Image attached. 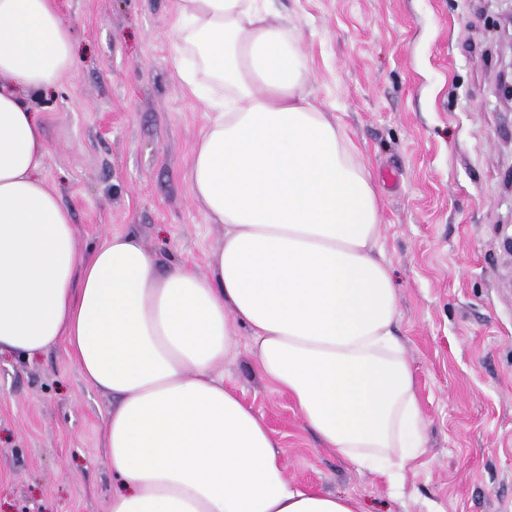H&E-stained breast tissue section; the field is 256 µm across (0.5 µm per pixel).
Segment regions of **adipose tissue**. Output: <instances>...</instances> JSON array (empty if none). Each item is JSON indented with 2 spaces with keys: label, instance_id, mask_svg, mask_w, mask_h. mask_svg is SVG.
Returning <instances> with one entry per match:
<instances>
[{
  "label": "adipose tissue",
  "instance_id": "adipose-tissue-1",
  "mask_svg": "<svg viewBox=\"0 0 512 512\" xmlns=\"http://www.w3.org/2000/svg\"><path fill=\"white\" fill-rule=\"evenodd\" d=\"M175 76L209 114L188 179L224 245L208 276L160 272L140 239L79 257L45 185L36 112L73 59L55 0H0V354L65 343L112 397L109 512H362L284 473L262 415L216 368L246 327L264 381L338 456L396 479L420 447L414 373L378 253L380 201L272 0H176Z\"/></svg>",
  "mask_w": 512,
  "mask_h": 512
}]
</instances>
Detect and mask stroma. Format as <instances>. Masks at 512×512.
Returning <instances> with one entry per match:
<instances>
[{
  "mask_svg": "<svg viewBox=\"0 0 512 512\" xmlns=\"http://www.w3.org/2000/svg\"><path fill=\"white\" fill-rule=\"evenodd\" d=\"M72 67L23 93L47 148L42 177L68 207L79 256L139 236L160 270L208 275L224 243L187 173L207 120L178 84L175 0H56ZM380 193V246L397 286L398 337L415 376L423 448L386 477L335 455L287 394L257 373L248 334L220 371L263 416L292 482L355 497L364 512H512V57L502 0H276ZM112 400L65 344L0 355V512H108L100 450Z\"/></svg>",
  "mask_w": 512,
  "mask_h": 512,
  "instance_id": "obj_1",
  "label": "stroma"
}]
</instances>
